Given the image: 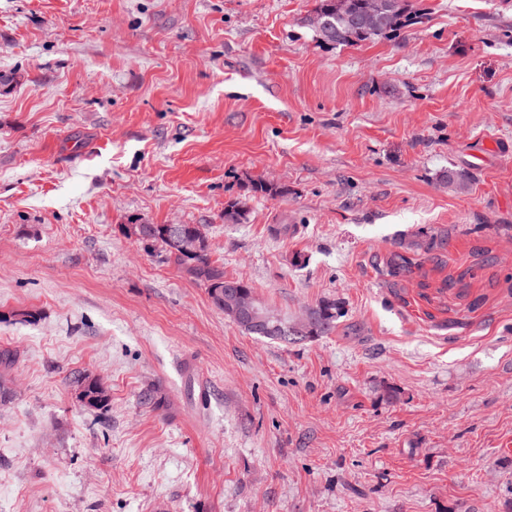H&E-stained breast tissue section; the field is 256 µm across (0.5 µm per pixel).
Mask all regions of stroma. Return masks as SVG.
<instances>
[{"label":"stroma","instance_id":"35a3bbf8","mask_svg":"<svg viewBox=\"0 0 512 512\" xmlns=\"http://www.w3.org/2000/svg\"><path fill=\"white\" fill-rule=\"evenodd\" d=\"M413 2L350 47L318 0H0V512H512V0ZM135 222L335 329L249 335ZM79 398L84 406L89 409H100L108 400L105 390L96 380H86L81 382Z\"/></svg>","mask_w":512,"mask_h":512}]
</instances>
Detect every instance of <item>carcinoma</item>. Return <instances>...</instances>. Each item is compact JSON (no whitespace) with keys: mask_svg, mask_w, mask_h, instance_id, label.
<instances>
[{"mask_svg":"<svg viewBox=\"0 0 512 512\" xmlns=\"http://www.w3.org/2000/svg\"><path fill=\"white\" fill-rule=\"evenodd\" d=\"M367 0H319L315 13L323 21V28L317 30L319 38L338 46H355L361 42L389 35L399 30L410 20L412 5L409 0H385L383 16L371 20L366 13ZM288 192V189L254 181L248 193L255 195L277 196ZM138 235L128 233L147 251L162 249L169 260L179 267L185 268L196 280L202 282L207 290L212 291L226 285H237L244 292H252V287L244 279L226 280L224 271L215 266L209 257L207 237L196 224H183L181 229L199 236L202 246L199 252L189 255L172 250L168 243L170 225L168 224H137ZM447 236L431 235L426 239L411 242L410 247L422 251L427 256L445 249ZM317 317L314 335L327 334L336 328V305L322 304L314 309ZM79 398L89 409H100L106 401L105 390L95 380L81 382Z\"/></svg>","mask_w":512,"mask_h":512,"instance_id":"carcinoma-1","label":"carcinoma"}]
</instances>
